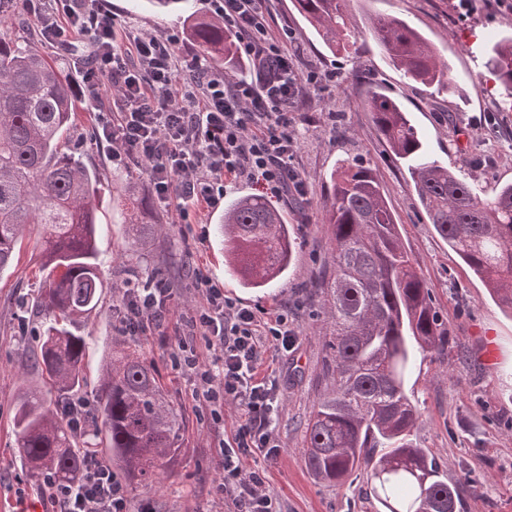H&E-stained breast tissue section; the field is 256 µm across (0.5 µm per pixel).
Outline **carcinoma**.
Here are the masks:
<instances>
[{
  "label": "carcinoma",
  "instance_id": "cac0c4a2",
  "mask_svg": "<svg viewBox=\"0 0 512 512\" xmlns=\"http://www.w3.org/2000/svg\"><path fill=\"white\" fill-rule=\"evenodd\" d=\"M349 0H293L333 49L349 46ZM202 52L236 67L235 39L224 23L189 14ZM377 43L408 80L446 89L455 83L429 43L397 16L372 17ZM488 66L512 95V39L496 43ZM394 155L409 162L419 200L436 233L512 309V185L481 198L427 155L400 105L372 90L365 100ZM76 95L58 67L28 46L0 37V273L20 250L23 230L42 234L37 303L45 315L35 363L52 406L27 392L14 432L21 462L58 482L79 477L86 454L104 448L129 484L153 487L179 450L182 418L153 365L122 348L109 353L94 389L96 427L86 436L64 413L70 395L88 387L86 341L72 331L95 309L103 281L96 250L97 175L60 142L74 120ZM332 265L321 294L333 327L323 381L304 435L312 475L337 485L363 467L386 512H455L460 491L413 443L418 410L405 391L414 348L448 350V328L400 244L397 224L372 169L344 162L324 203ZM229 269L262 287L290 264L294 242L278 210L260 196L229 202L219 224Z\"/></svg>",
  "mask_w": 512,
  "mask_h": 512
}]
</instances>
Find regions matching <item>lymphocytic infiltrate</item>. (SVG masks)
I'll use <instances>...</instances> for the list:
<instances>
[{"label": "lymphocytic infiltrate", "instance_id": "lymphocytic-infiltrate-1", "mask_svg": "<svg viewBox=\"0 0 512 512\" xmlns=\"http://www.w3.org/2000/svg\"><path fill=\"white\" fill-rule=\"evenodd\" d=\"M225 26L236 33L242 56L256 73L254 82L213 75L199 57L178 62L174 42L140 38L135 61H128L117 43V23L108 14L85 10L79 0H62L61 14H39L41 32L58 47L74 34L87 36L91 66L83 95L101 114V131L117 164H135L145 171L159 201L178 195L194 205H215L224 196V181L245 178L267 193L307 195L306 180L294 164L298 144L288 109L306 87L320 85L319 71H300L268 31L266 0H212ZM189 91L176 102L180 84ZM111 86L118 95L104 99ZM205 306L191 320L217 355L212 366L195 356L185 365L197 370L207 401H238L242 413L231 440L223 442L222 490L227 512H281L277 496L259 472L243 460L253 453L276 460L280 445L273 423L279 415L276 381L258 379L263 354L270 349L293 351L296 331L287 312L270 314L229 300L223 289L205 284ZM172 296L168 288H129L122 297L119 321L126 333L138 335L146 322H160ZM56 512H131L121 480L111 465L90 454L81 476L62 484L45 476L40 489Z\"/></svg>", "mask_w": 512, "mask_h": 512}]
</instances>
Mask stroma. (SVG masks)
I'll use <instances>...</instances> for the list:
<instances>
[{
  "mask_svg": "<svg viewBox=\"0 0 512 512\" xmlns=\"http://www.w3.org/2000/svg\"><path fill=\"white\" fill-rule=\"evenodd\" d=\"M120 20L118 35L126 50L136 39H176L179 58L198 55L187 37L180 8L151 7L145 0H85ZM270 32L294 55L302 69L328 74L308 88L292 107L298 130L296 167L308 183L305 200L267 195L298 244L287 273L260 291L243 288L224 266L218 231L223 208L194 206L182 220V201L158 202L146 175L137 167L112 160V147L97 138L98 115L79 104L74 126L61 149L79 155L96 172L101 194L97 207V249L104 288L97 309L77 328L85 337L86 373L98 384L110 349L132 346L152 363L165 392L183 415L179 452L156 489L132 487L133 506L152 512H224L219 489L223 474L220 441L230 435L241 414L237 403L216 405L202 397L195 372L176 366L177 338L187 317L204 302L199 277H206L233 301L275 311L287 308L297 332L293 352L269 351L262 374L279 383L281 412L274 433L281 446L275 462L262 455L247 467L262 470L282 512H383L370 492L365 469L344 483L317 481L303 456V426L323 387L327 342L332 327L316 283L331 262L323 204L331 173L341 161L364 160L372 168L399 227L401 242L448 327L445 353L415 351L405 390L419 412L414 442L425 448L449 482H474L457 512H512V310L502 307L485 283L434 231L417 196L406 163L388 148L372 116L364 109L369 90L378 88L400 102L416 126L431 158L468 182L480 196L512 185V107L503 87L487 68L490 48L512 38V0H350L348 26L354 36L348 49L332 52L294 9L292 0H267ZM391 14L405 20L448 62L465 96L404 78L371 34L370 20ZM13 22L0 35L30 40L38 53L53 59L73 80L88 67L90 46L77 37L67 49L30 33L22 0H14ZM131 224H158V234L137 238ZM40 234L29 228L19 259L0 274V496L37 492L44 476L21 467L14 436L20 395L45 392V378L29 362L39 344L43 317L25 298L37 288L41 264ZM163 280L174 290L165 322L127 335L117 318L126 288ZM497 357L486 362L487 344Z\"/></svg>",
  "mask_w": 512,
  "mask_h": 512,
  "instance_id": "1",
  "label": "stroma"
}]
</instances>
